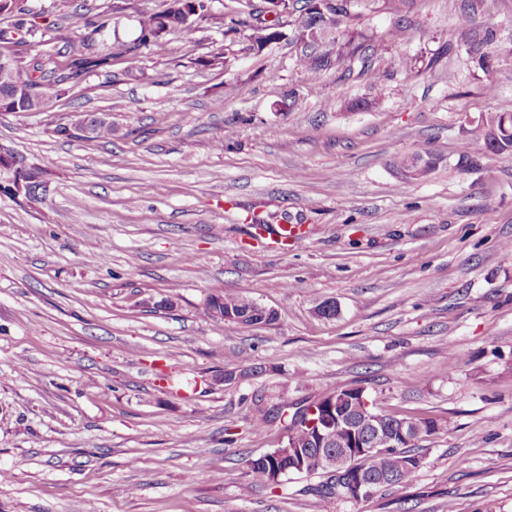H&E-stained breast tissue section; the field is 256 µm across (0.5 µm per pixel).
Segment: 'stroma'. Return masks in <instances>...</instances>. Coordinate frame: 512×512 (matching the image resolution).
Returning a JSON list of instances; mask_svg holds the SVG:
<instances>
[{
  "label": "stroma",
  "mask_w": 512,
  "mask_h": 512,
  "mask_svg": "<svg viewBox=\"0 0 512 512\" xmlns=\"http://www.w3.org/2000/svg\"><path fill=\"white\" fill-rule=\"evenodd\" d=\"M171 3L19 0L0 16L2 54L32 28L63 61L99 21L112 47L111 68L0 115V144L43 171L39 199L0 192V512H512V154L471 139L512 113V0H355L350 23L375 40L317 78L292 36L258 48L218 28L263 0H211L166 53L131 50ZM463 22L471 42L444 53ZM78 108L112 139L58 135ZM423 150L437 168L399 186L393 159ZM280 224L304 239L270 246ZM224 293L275 321L215 326L202 309ZM342 386L440 423L413 485L357 503L300 475L248 489L290 404ZM257 404L279 411L263 429Z\"/></svg>",
  "instance_id": "1"
}]
</instances>
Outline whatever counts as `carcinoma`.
Returning <instances> with one entry per match:
<instances>
[{
	"mask_svg": "<svg viewBox=\"0 0 512 512\" xmlns=\"http://www.w3.org/2000/svg\"><path fill=\"white\" fill-rule=\"evenodd\" d=\"M211 0H173L172 5L160 12L143 15L140 21L139 35L133 41V48L151 47L159 53L166 51L164 35L166 27L163 20L177 22L176 29L187 34L193 31L192 22L195 19L206 20L210 15ZM352 0H336V13L327 16L323 27L311 30L301 24L293 29L295 42L300 46L301 54L298 63L314 76L333 67L345 69L350 67L358 48L370 40V36L358 29L348 26ZM93 37L79 41L70 46L66 60L61 64L48 67L49 60L41 55H34L28 60L21 57L11 58L12 86L21 88V94L10 97L0 93V114L10 112H27L26 97L31 95L45 103L58 98L67 83L76 84L91 72L112 66V48L105 46L94 47ZM91 129L90 139L110 140L114 133L112 124L99 121L96 116L84 111H75L70 116V123L56 129L59 135L70 136L73 132ZM473 138L482 140L494 152L512 151V113L489 118L486 123L477 126L472 131ZM243 296L239 294L223 295L224 310L222 317L214 316L211 305L207 302L204 316L212 323L221 325L226 322L240 327H252L263 322L266 308L253 304L247 307L241 304ZM336 410L348 417L364 421V415L356 404V396L349 386L339 387L333 392ZM310 406L296 409L288 426L286 445L263 454L248 462L250 487L266 486L276 483L279 472L288 468V458L283 456L288 445L306 448L312 446L307 421ZM381 431L384 434H395L400 428L408 429L409 439L401 441L393 449L395 457L412 460L419 457L413 452L421 442L427 441L437 433L438 421L433 418H398L394 415L376 413ZM313 461L303 465L304 474L317 475L321 478L318 485L312 489L314 495L321 499L336 496V482L327 478V472L318 467L316 453H311Z\"/></svg>",
	"mask_w": 512,
	"mask_h": 512,
	"instance_id": "1",
	"label": "carcinoma"
}]
</instances>
